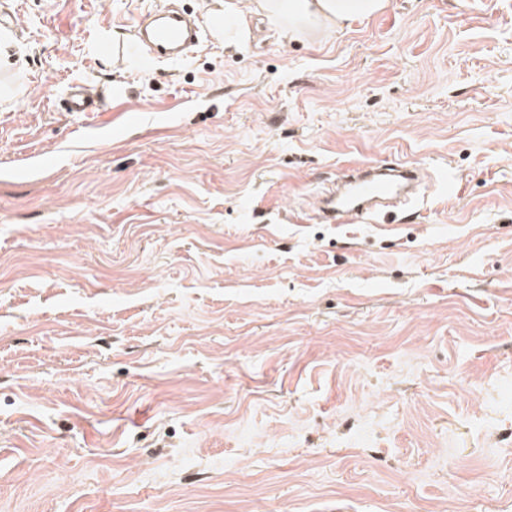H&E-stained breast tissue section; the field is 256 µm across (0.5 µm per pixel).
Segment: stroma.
Listing matches in <instances>:
<instances>
[{"instance_id": "35a3bbf8", "label": "stroma", "mask_w": 512, "mask_h": 512, "mask_svg": "<svg viewBox=\"0 0 512 512\" xmlns=\"http://www.w3.org/2000/svg\"><path fill=\"white\" fill-rule=\"evenodd\" d=\"M159 4L0 0V512H512V0L153 62ZM392 161L455 186L322 222ZM66 98L68 112H76L84 116L100 112L97 103L102 99V93L96 87L90 88L83 85V82L71 83L68 85Z\"/></svg>"}]
</instances>
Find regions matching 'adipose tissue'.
<instances>
[{"instance_id": "ef3b65f1", "label": "adipose tissue", "mask_w": 512, "mask_h": 512, "mask_svg": "<svg viewBox=\"0 0 512 512\" xmlns=\"http://www.w3.org/2000/svg\"><path fill=\"white\" fill-rule=\"evenodd\" d=\"M387 0H224V14L247 29L252 14L265 16L280 40L343 32L382 12Z\"/></svg>"}]
</instances>
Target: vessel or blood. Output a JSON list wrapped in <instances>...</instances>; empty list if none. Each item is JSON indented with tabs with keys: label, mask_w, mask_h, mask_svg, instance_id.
<instances>
[{
	"label": "vessel or blood",
	"mask_w": 512,
	"mask_h": 512,
	"mask_svg": "<svg viewBox=\"0 0 512 512\" xmlns=\"http://www.w3.org/2000/svg\"><path fill=\"white\" fill-rule=\"evenodd\" d=\"M130 34L156 61L182 59L187 48L202 39V30L194 21L166 6L155 10L152 16L136 18ZM66 98L68 111L89 116L97 112L102 94L98 88L74 82L69 84ZM434 181V174L403 162L366 163L348 169L336 187L322 195L320 216L328 224L399 223L404 205Z\"/></svg>",
	"instance_id": "b4317fda"
}]
</instances>
